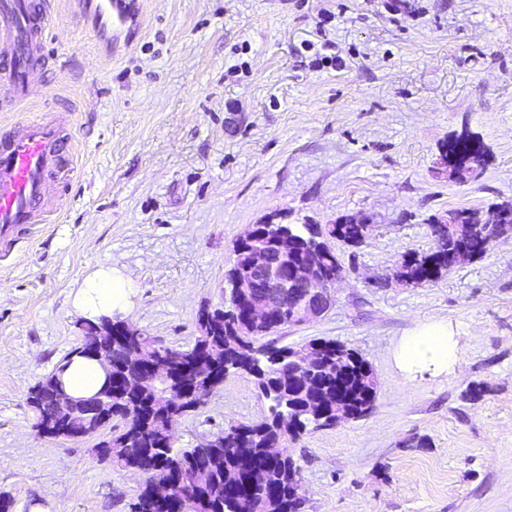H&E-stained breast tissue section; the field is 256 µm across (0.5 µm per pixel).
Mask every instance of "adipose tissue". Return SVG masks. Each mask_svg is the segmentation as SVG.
Returning <instances> with one entry per match:
<instances>
[{"label": "adipose tissue", "instance_id": "obj_1", "mask_svg": "<svg viewBox=\"0 0 512 512\" xmlns=\"http://www.w3.org/2000/svg\"><path fill=\"white\" fill-rule=\"evenodd\" d=\"M133 287L132 279L112 268L89 273L72 295L74 313L82 318L112 316L122 309ZM400 357L408 364L430 363L447 369L458 361L456 347L449 339L447 324L432 321L417 327L400 347ZM54 373L65 391L75 398L93 396L103 385L105 372L95 360L79 355L64 359Z\"/></svg>", "mask_w": 512, "mask_h": 512}]
</instances>
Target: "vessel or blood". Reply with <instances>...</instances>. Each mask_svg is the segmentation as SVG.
<instances>
[{
  "label": "vessel or blood",
  "mask_w": 512,
  "mask_h": 512,
  "mask_svg": "<svg viewBox=\"0 0 512 512\" xmlns=\"http://www.w3.org/2000/svg\"><path fill=\"white\" fill-rule=\"evenodd\" d=\"M96 35L131 45L143 26L142 0H83ZM55 0H0V102L11 108L41 99L53 113L17 120L0 134V247L26 238L29 225L54 215L51 176L73 163L75 141L57 115L72 104L53 93L49 81L34 85L46 71Z\"/></svg>",
  "instance_id": "b4317fda"
}]
</instances>
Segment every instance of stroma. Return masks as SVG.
Segmentation results:
<instances>
[{
  "label": "stroma",
  "mask_w": 512,
  "mask_h": 512,
  "mask_svg": "<svg viewBox=\"0 0 512 512\" xmlns=\"http://www.w3.org/2000/svg\"><path fill=\"white\" fill-rule=\"evenodd\" d=\"M130 47L94 37L57 0L48 76L77 165L51 223L0 262V494L12 512H131L144 475L101 459L96 438L39 437L29 388L82 340L70 294L99 266L134 281L123 319L162 344L199 334L223 304L237 239L252 224L368 215L365 242H334L332 307L275 332L278 345L340 342L378 389L357 420L293 446L301 512H512V237L412 287L395 272L431 252L449 210L512 203V0H143ZM484 146L456 181L442 145ZM451 327L459 362L410 373L418 326ZM269 403L227 375L175 427L191 448L258 424ZM460 137H469L474 143V150L472 153L462 162L454 159H448V144H446L440 151V165H442L448 172L452 174H459L464 176L466 179L475 178L478 176L477 166L480 164L483 158V149L480 143L472 136L464 133L458 135ZM456 136V137H458ZM454 137V138H456ZM452 138V139H454Z\"/></svg>",
  "instance_id": "35a3bbf8"
}]
</instances>
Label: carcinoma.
I'll return each instance as SVG.
<instances>
[{
    "mask_svg": "<svg viewBox=\"0 0 512 512\" xmlns=\"http://www.w3.org/2000/svg\"><path fill=\"white\" fill-rule=\"evenodd\" d=\"M468 215L471 230L458 237L451 224L435 225L436 242L432 252L417 260L409 253L402 260V273L416 286L438 279L448 266L450 255L465 251L474 259L482 257L492 246L499 227L495 224H477L479 212L471 208L448 211V218ZM324 246L319 251V266L333 276L341 272V264L330 241L366 236L360 224H326L321 227ZM270 239L258 236L250 245L234 249L233 265L227 273L231 277L245 269L251 260V251L269 248ZM111 319L82 320L84 331L81 348L84 356L93 357L100 344L96 332L109 326ZM200 335L194 344L186 347L160 345L152 337L141 334L131 337L124 346L112 348V356L122 363L116 374L124 375L128 365L127 352L136 350L147 357L164 351L169 366L167 374L146 386L131 385L112 402V413L123 422V429L102 440L103 458L123 469L144 470L155 479L175 481L180 491L190 495L198 512H300L302 498L296 495L301 486L300 471L290 448L285 455L272 458L266 448L276 440L292 443L309 426L329 427L335 417L327 414L312 421L303 415L310 402H342L351 420L366 416L372 409L378 382L367 360L357 351L336 341L313 338L309 344L322 345L321 360L311 371L296 374L289 362L293 347L276 346L249 335L245 319L232 308H203L197 315ZM229 374L239 371L252 376L262 395H270L290 407L291 420L282 425L278 412L260 424L232 426L220 433L221 448H178L169 433L174 425L191 411L202 406L195 398L181 408L168 402L169 393L185 385L204 386L205 373L211 365ZM53 374L43 377L28 391L26 404L34 416L33 428L52 424L50 437L67 435L75 420H55L52 397L47 387L55 383ZM164 506L155 498L150 486L142 488L132 505V512H163Z\"/></svg>",
    "mask_w": 512,
    "mask_h": 512,
    "instance_id": "cac0c4a2",
    "label": "carcinoma"
}]
</instances>
